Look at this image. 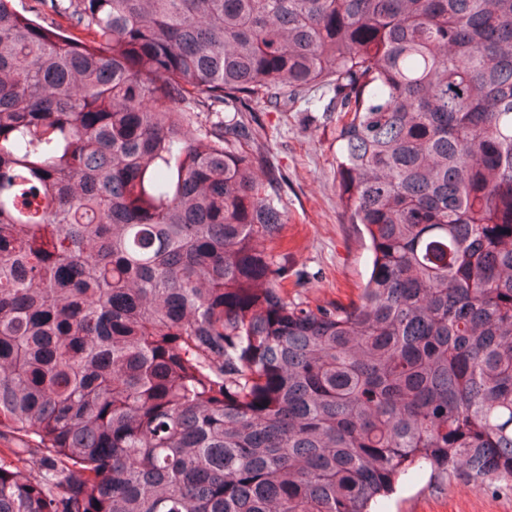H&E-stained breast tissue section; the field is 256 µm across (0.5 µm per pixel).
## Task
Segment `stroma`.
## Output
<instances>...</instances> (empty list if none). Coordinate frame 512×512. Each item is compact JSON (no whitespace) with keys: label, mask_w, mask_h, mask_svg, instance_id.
I'll use <instances>...</instances> for the list:
<instances>
[{"label":"stroma","mask_w":512,"mask_h":512,"mask_svg":"<svg viewBox=\"0 0 512 512\" xmlns=\"http://www.w3.org/2000/svg\"><path fill=\"white\" fill-rule=\"evenodd\" d=\"M332 93L311 89L295 105L257 104V142L282 178L287 224L274 243L292 276L288 294L314 303L348 302L370 270L368 243L346 223L338 196L336 113ZM378 512H512V495L448 483L416 470L383 499Z\"/></svg>","instance_id":"stroma-1"}]
</instances>
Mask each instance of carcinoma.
I'll list each match as a JSON object with an SVG mask.
<instances>
[{"instance_id":"cac0c4a2","label":"carcinoma","mask_w":512,"mask_h":512,"mask_svg":"<svg viewBox=\"0 0 512 512\" xmlns=\"http://www.w3.org/2000/svg\"><path fill=\"white\" fill-rule=\"evenodd\" d=\"M39 2L0 0V512L512 493V0ZM313 87L346 304L284 294L251 125Z\"/></svg>"}]
</instances>
